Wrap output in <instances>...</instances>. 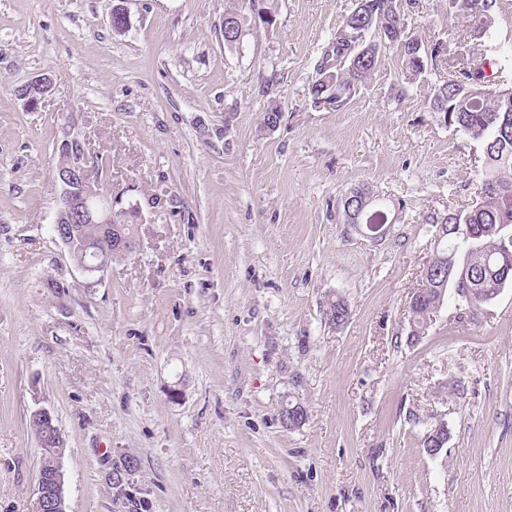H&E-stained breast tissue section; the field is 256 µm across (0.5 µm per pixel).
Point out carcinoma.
Returning a JSON list of instances; mask_svg holds the SVG:
<instances>
[{"label":"carcinoma","mask_w":512,"mask_h":512,"mask_svg":"<svg viewBox=\"0 0 512 512\" xmlns=\"http://www.w3.org/2000/svg\"><path fill=\"white\" fill-rule=\"evenodd\" d=\"M449 9L472 21L473 36L480 42L481 52L466 69L459 71L456 82L434 86L429 105L431 111L443 114L448 126L480 144L485 189L472 205L436 218L435 226L473 225L474 235L447 252H455L456 263L471 269L470 287L478 291L494 288L499 294L512 287V95L492 92L490 87H512V53L504 50L496 35L499 0H449ZM371 13L382 15L388 38H374L361 54L346 38H332L317 64L318 80L310 87L314 103H321L319 78L325 76L338 91L336 106H341L353 91L372 79L389 45L400 48L399 60L406 80L413 81L420 75L415 54L423 42L406 33L396 0H355L345 22L362 24ZM418 290L410 310L413 327L421 330L436 303L447 299L448 287L432 275L418 284ZM281 416L287 426L297 427L303 422L305 410L298 403L291 404L282 410ZM136 467L137 460L132 457L112 471L116 496L129 502L133 495L120 488H131L129 476Z\"/></svg>","instance_id":"cac0c4a2"}]
</instances>
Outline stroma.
<instances>
[{"mask_svg": "<svg viewBox=\"0 0 512 512\" xmlns=\"http://www.w3.org/2000/svg\"><path fill=\"white\" fill-rule=\"evenodd\" d=\"M116 3L0 0V512H32L39 408L68 512H512V288L478 312L449 292L411 335L432 221L479 184V145L428 105L446 63L409 83L388 48L334 108L308 89L353 0H263L269 26L249 0H126L122 34ZM401 9L448 60L477 49L448 0ZM42 74L55 88L28 110ZM70 137L142 211L139 248L96 280L51 232ZM359 185L387 200L383 236L343 219ZM127 456L134 506L109 481Z\"/></svg>", "mask_w": 512, "mask_h": 512, "instance_id": "35a3bbf8", "label": "stroma"}]
</instances>
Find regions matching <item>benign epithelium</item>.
I'll return each instance as SVG.
<instances>
[{
    "mask_svg": "<svg viewBox=\"0 0 512 512\" xmlns=\"http://www.w3.org/2000/svg\"><path fill=\"white\" fill-rule=\"evenodd\" d=\"M63 162L53 171V181L60 188V203L52 231L55 240L67 250L69 256H78L74 264L87 277L94 278L110 267L111 252L125 254L134 251L138 240L125 234L116 216L133 224L141 221V210L135 206L116 208L117 202L104 191L100 181L93 175L95 161L88 153L86 143L77 138L65 139L58 146ZM352 204L351 214L356 224H365L364 217L381 207L383 198L370 191H357L347 195ZM102 224L112 229V249L96 243H86L82 252H77L75 225ZM31 418L39 421L46 430L45 438L52 444V452L44 459L37 478L32 512H67L64 495L63 457L65 440L46 409L32 412Z\"/></svg>",
    "mask_w": 512,
    "mask_h": 512,
    "instance_id": "obj_1",
    "label": "benign epithelium"
}]
</instances>
